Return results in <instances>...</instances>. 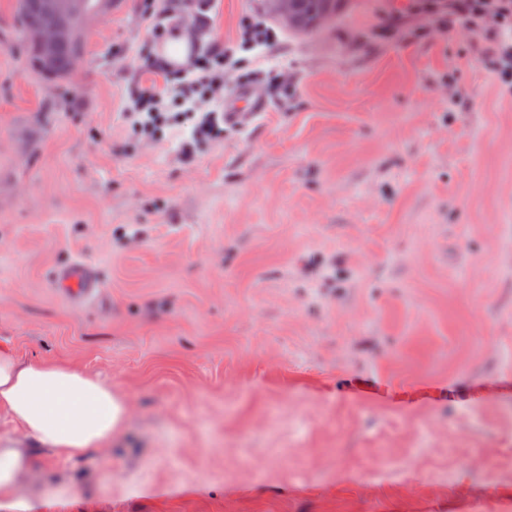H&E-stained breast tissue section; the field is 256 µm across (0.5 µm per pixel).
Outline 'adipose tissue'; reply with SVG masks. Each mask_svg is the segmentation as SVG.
Returning <instances> with one entry per match:
<instances>
[{"label": "adipose tissue", "instance_id": "ef3b65f1", "mask_svg": "<svg viewBox=\"0 0 512 512\" xmlns=\"http://www.w3.org/2000/svg\"><path fill=\"white\" fill-rule=\"evenodd\" d=\"M0 512H30L20 478L35 464L33 449L67 461L83 459L126 430V395L99 376L65 362L23 361L0 348Z\"/></svg>", "mask_w": 512, "mask_h": 512}]
</instances>
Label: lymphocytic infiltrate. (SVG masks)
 <instances>
[{"mask_svg":"<svg viewBox=\"0 0 512 512\" xmlns=\"http://www.w3.org/2000/svg\"><path fill=\"white\" fill-rule=\"evenodd\" d=\"M212 7L213 0H152V23L129 112L141 133H159L169 126L191 125V139L183 146L187 157L198 145L224 134L223 113L205 107L214 86L223 85L225 69L233 65L230 51L204 44L209 34L208 13ZM188 32L203 43L204 49L182 68L172 69L155 48L166 39Z\"/></svg>","mask_w":512,"mask_h":512,"instance_id":"lymphocytic-infiltrate-1","label":"lymphocytic infiltrate"}]
</instances>
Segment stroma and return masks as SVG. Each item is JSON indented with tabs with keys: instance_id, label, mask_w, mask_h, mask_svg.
Here are the masks:
<instances>
[{
	"instance_id": "stroma-1",
	"label": "stroma",
	"mask_w": 512,
	"mask_h": 512,
	"mask_svg": "<svg viewBox=\"0 0 512 512\" xmlns=\"http://www.w3.org/2000/svg\"><path fill=\"white\" fill-rule=\"evenodd\" d=\"M0 0V345L123 391L80 461L41 454L35 512H512V84L481 20L354 0L297 35L216 0L270 112L191 158L123 119L144 0L33 76ZM287 73L289 87L273 82ZM80 261L103 302L60 294ZM239 42L242 46L263 45L267 48H272L275 45V36L273 32L260 21L247 18L241 23Z\"/></svg>"
}]
</instances>
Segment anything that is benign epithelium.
Returning a JSON list of instances; mask_svg holds the SVG:
<instances>
[{"label":"benign epithelium","instance_id":"7a95c632","mask_svg":"<svg viewBox=\"0 0 512 512\" xmlns=\"http://www.w3.org/2000/svg\"><path fill=\"white\" fill-rule=\"evenodd\" d=\"M278 18L286 25L290 24L296 11L295 0H270ZM112 0H99L97 9L88 13L84 0H31L27 4L29 13L26 39L39 57V66L46 74H51L54 67L55 51L65 42L76 39L86 33L91 21L109 11ZM44 13L61 14L77 21V26L69 24L53 28L43 26L38 16Z\"/></svg>","mask_w":512,"mask_h":512}]
</instances>
